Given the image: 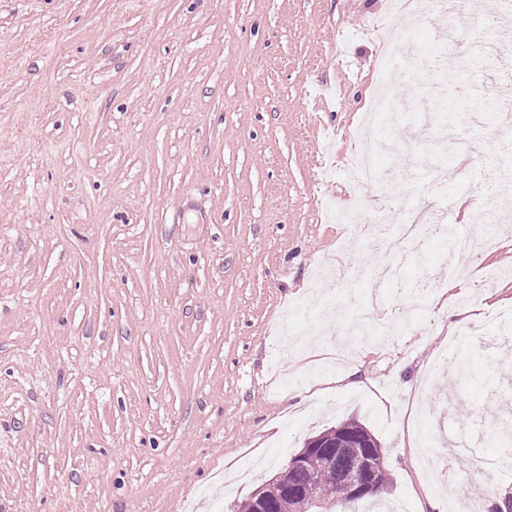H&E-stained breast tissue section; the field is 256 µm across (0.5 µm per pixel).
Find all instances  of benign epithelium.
<instances>
[{"label":"benign epithelium","instance_id":"obj_1","mask_svg":"<svg viewBox=\"0 0 512 512\" xmlns=\"http://www.w3.org/2000/svg\"><path fill=\"white\" fill-rule=\"evenodd\" d=\"M379 446L380 443L373 436L347 438L342 431L339 432L334 446L321 436L308 439L304 448L288 460V472L292 474V478L287 481L274 478L258 489L255 512H279V503L283 500H291L299 492H315L319 479L302 482V476L307 474L306 457L312 452H324L331 459L333 472L348 485L351 501L356 502L370 496L377 491L378 474L372 449Z\"/></svg>","mask_w":512,"mask_h":512}]
</instances>
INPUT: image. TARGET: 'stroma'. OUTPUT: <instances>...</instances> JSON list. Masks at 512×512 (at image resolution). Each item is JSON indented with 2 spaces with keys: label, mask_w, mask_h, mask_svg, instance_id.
<instances>
[{
  "label": "stroma",
  "mask_w": 512,
  "mask_h": 512,
  "mask_svg": "<svg viewBox=\"0 0 512 512\" xmlns=\"http://www.w3.org/2000/svg\"><path fill=\"white\" fill-rule=\"evenodd\" d=\"M502 5L463 11L472 64L455 133L407 124L354 142L378 91L420 99L400 67L377 87L370 25L416 18L409 0H0V512H235L304 442L355 419L380 441L395 512H448V489L483 502L512 477L478 474L512 422V229L480 222L488 171L512 142L473 100L512 108V55L491 54ZM454 140L461 176L442 197L420 168L384 201L341 157L386 160ZM363 198L387 225L350 253L353 224L327 205ZM445 213L480 265L420 294L446 242ZM363 269L341 294L321 264ZM475 333L460 338L448 320ZM400 324L355 340L347 324ZM476 348L455 380L456 345ZM466 465H459V455Z\"/></svg>",
  "instance_id": "obj_1"
}]
</instances>
